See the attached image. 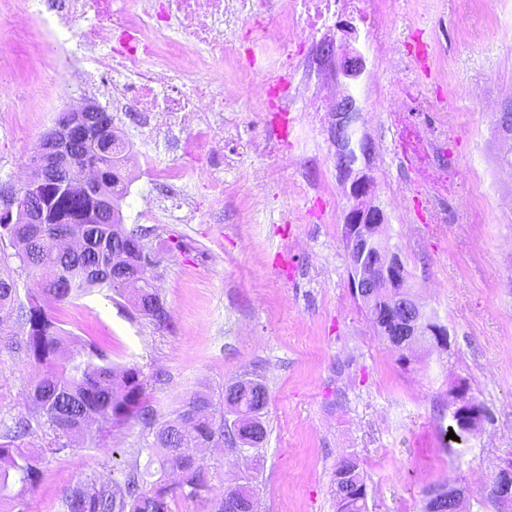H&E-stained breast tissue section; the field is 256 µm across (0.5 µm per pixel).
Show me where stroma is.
Segmentation results:
<instances>
[{
  "mask_svg": "<svg viewBox=\"0 0 512 512\" xmlns=\"http://www.w3.org/2000/svg\"><path fill=\"white\" fill-rule=\"evenodd\" d=\"M0 0V180L27 166L30 140L57 114L86 96L46 78L52 57L26 33L6 24ZM512 23V0H439L427 16L410 11L383 18L381 37L423 40L453 64L459 84L482 83L488 96L512 100V45L495 33ZM355 46L367 70L355 94L373 152V202L387 218L386 241L401 251L414 295L449 331V347L399 351L379 336L355 301L342 228L352 205L333 166L332 119L326 112L298 119L290 133L305 154L296 177L307 194L297 202L269 188L254 199L246 182L216 204L191 184L193 224L144 223L124 199L125 230L145 229L155 285L170 315L168 327L134 314L123 298L94 291L50 312L65 335L98 340L117 367L140 370L158 421L175 415L192 394L224 406L226 387L257 378L268 390L258 449L214 442L203 455L212 489L172 502L173 512H213L219 489L254 477L258 512H336L333 480L344 457L356 458L366 480L368 512H421L425 491L452 483L467 490L469 512H512L488 497L504 461L512 460V203L492 192L499 167L496 115L476 101L458 112H391V95L405 86L378 62L372 37L358 24ZM133 148L149 149L153 164L184 165L162 135L138 113L114 114ZM446 125L439 143L428 127ZM486 219L470 239L477 187ZM448 212L435 223L426 199ZM34 366L0 338V436L26 414ZM466 385L485 409L479 428L458 440L452 392ZM22 448H47L40 479L24 496V512H64V494L97 473L123 484L132 465H146L157 447L155 428L128 421L105 427L89 443L65 439L36 422L18 438Z\"/></svg>",
  "mask_w": 512,
  "mask_h": 512,
  "instance_id": "1",
  "label": "stroma"
}]
</instances>
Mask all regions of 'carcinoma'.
I'll use <instances>...</instances> for the list:
<instances>
[{"label": "carcinoma", "mask_w": 512, "mask_h": 512, "mask_svg": "<svg viewBox=\"0 0 512 512\" xmlns=\"http://www.w3.org/2000/svg\"><path fill=\"white\" fill-rule=\"evenodd\" d=\"M104 139L117 148L110 157L101 151ZM74 147L76 165L95 166L101 182L88 186L76 173L66 172L57 184L42 186L36 194L24 191L18 218L12 224H0L15 248L12 257L30 276L40 279L48 303H64L94 288L106 289L128 298L138 314L161 326L169 314L153 283L145 234L127 231L121 224L120 202L128 193L123 157L129 143L116 131L112 115L97 112L84 125ZM34 207L42 214L41 223L27 224V212ZM399 295L400 289H394L366 314L378 335L401 350L402 337L395 335L399 316L394 298ZM16 324L23 327L16 349L39 368L26 394L28 415L15 421L16 432H26L32 418L44 420L62 437L83 435L91 440L104 423L131 419L146 426L156 423V412L144 398L140 370L113 366L94 340L70 345L43 305L19 299L5 258L0 261V334ZM255 403L251 388L232 385L224 392L225 407L260 421L262 411L254 409ZM226 422V412H216L208 396L192 395L159 427L161 444L152 449L157 469L149 465L131 468L119 492L114 491L111 479L90 477L67 491V512H171L170 500L176 496L194 498L209 490V473L199 457L200 449L217 437L232 448L240 441L256 448L266 438L262 423L247 422L234 431ZM57 452V448L31 451L0 443V512H14L38 482L41 456ZM365 488L358 461L342 458L334 479L336 512H366ZM240 501L244 502L242 512H257L247 482L227 487L216 500L215 512H226Z\"/></svg>", "instance_id": "cac0c4a2"}]
</instances>
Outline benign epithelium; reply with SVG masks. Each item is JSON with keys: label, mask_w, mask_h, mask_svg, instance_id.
I'll list each match as a JSON object with an SVG mask.
<instances>
[{"label": "benign epithelium", "mask_w": 512, "mask_h": 512, "mask_svg": "<svg viewBox=\"0 0 512 512\" xmlns=\"http://www.w3.org/2000/svg\"><path fill=\"white\" fill-rule=\"evenodd\" d=\"M321 55L336 63V74L348 85L357 83L366 71V58L353 49L344 51L333 41L322 45ZM101 108L92 103L71 108L57 117L51 127L40 138V150L30 160V166L48 176L69 169H76V157L70 144L82 131L77 115L94 113ZM362 113L350 92L336 101L333 113L331 140L335 148L336 170L342 184L349 185L348 196L353 205L346 213L343 237L349 259L350 284L354 298L362 305H373L376 299L388 294L393 284L401 280L404 261L397 251L390 250L384 241L386 218L383 210L369 201L374 188L370 174L372 146L362 131ZM25 184L12 182L0 184V222L13 221L15 199L22 194ZM400 334L411 340L419 337L421 328L429 326L430 336L426 344L430 348H444L448 343V329L438 318L410 298L398 304ZM454 416L461 425L473 421L481 413L466 389H458L454 396ZM488 494L498 501L512 499V463L505 462L498 468ZM428 512H457L461 501L456 495V486L448 485L425 496Z\"/></svg>", "instance_id": "7a95c632"}]
</instances>
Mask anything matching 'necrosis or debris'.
Returning <instances> with one entry per match:
<instances>
[{"mask_svg": "<svg viewBox=\"0 0 512 512\" xmlns=\"http://www.w3.org/2000/svg\"><path fill=\"white\" fill-rule=\"evenodd\" d=\"M435 0H283L279 19L269 15V0H64L55 16L44 0H21L8 17L9 26L48 40L56 72L70 86L105 97L116 112L140 113L145 125L165 135L171 146L190 134L205 141L224 159L223 172L159 169L141 158L149 181L171 188L167 199L141 200V218L191 223L195 208L180 194L183 179L194 176L215 198H223L238 175H245L255 196H263L279 170L280 160L296 164L299 147L269 125L243 145L234 139L244 125L237 103L245 79L262 75L268 109L287 112L306 101L312 81L335 82L332 62L318 53L296 54L294 42L331 37L332 20L357 14L369 29H378L384 13L413 7L431 12ZM247 25L249 45L238 50L240 25ZM173 32L161 42L158 30ZM233 54L236 73L224 74V57ZM205 80H198V73Z\"/></svg>", "mask_w": 512, "mask_h": 512, "instance_id": "1", "label": "necrosis or debris"}]
</instances>
